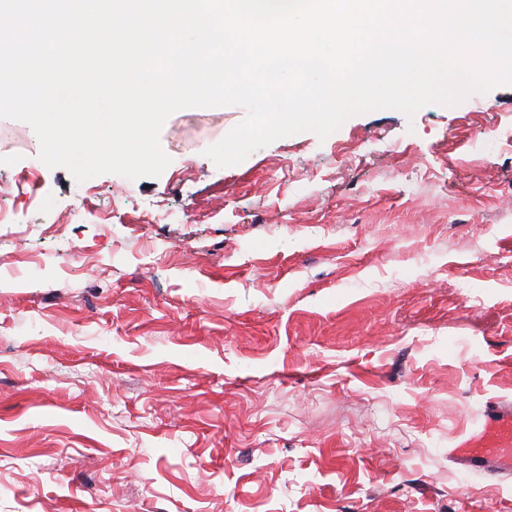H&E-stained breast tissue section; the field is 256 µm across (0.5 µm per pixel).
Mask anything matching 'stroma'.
<instances>
[{
    "instance_id": "1",
    "label": "stroma",
    "mask_w": 512,
    "mask_h": 512,
    "mask_svg": "<svg viewBox=\"0 0 512 512\" xmlns=\"http://www.w3.org/2000/svg\"><path fill=\"white\" fill-rule=\"evenodd\" d=\"M246 115L81 183L0 120V512H512L449 454L512 421V86L216 167Z\"/></svg>"
}]
</instances>
